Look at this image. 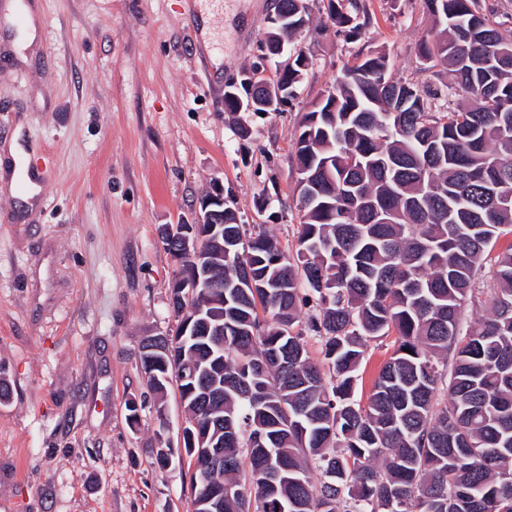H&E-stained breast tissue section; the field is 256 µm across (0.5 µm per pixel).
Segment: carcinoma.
<instances>
[{"label": "carcinoma", "mask_w": 512, "mask_h": 512, "mask_svg": "<svg viewBox=\"0 0 512 512\" xmlns=\"http://www.w3.org/2000/svg\"><path fill=\"white\" fill-rule=\"evenodd\" d=\"M427 2L419 57L442 63L470 103L438 105V92L393 77L385 55L360 59L302 115L295 252L247 234L224 205L206 268L220 291L175 292V315L186 304L203 315L140 347L142 368L155 358L157 413L174 384L187 414L196 512L215 489L220 512H512V248L486 267L512 230V34L479 0ZM278 9L290 27L309 21L304 0ZM328 16L347 37L371 24L357 0H329ZM291 41L269 29L276 83L255 80L258 102L294 98L308 61L280 54ZM467 304L485 311L475 327ZM392 333L363 404L367 343ZM188 364L199 378L181 382Z\"/></svg>", "instance_id": "obj_1"}]
</instances>
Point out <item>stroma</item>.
Instances as JSON below:
<instances>
[{"label":"stroma","mask_w":512,"mask_h":512,"mask_svg":"<svg viewBox=\"0 0 512 512\" xmlns=\"http://www.w3.org/2000/svg\"><path fill=\"white\" fill-rule=\"evenodd\" d=\"M22 2L37 38L18 49L0 21V150L19 137L40 190L27 203L24 186L0 192V512H188L180 397L170 389L156 412L137 358L144 337L178 324L159 231L191 219L219 180L241 223L292 250L293 143L321 90L376 53L395 78L446 88L417 53L426 0H360L371 27L356 39L327 0H306L296 96L255 114L225 111L224 90L258 55L277 0H223L209 27L204 0Z\"/></svg>","instance_id":"1"}]
</instances>
